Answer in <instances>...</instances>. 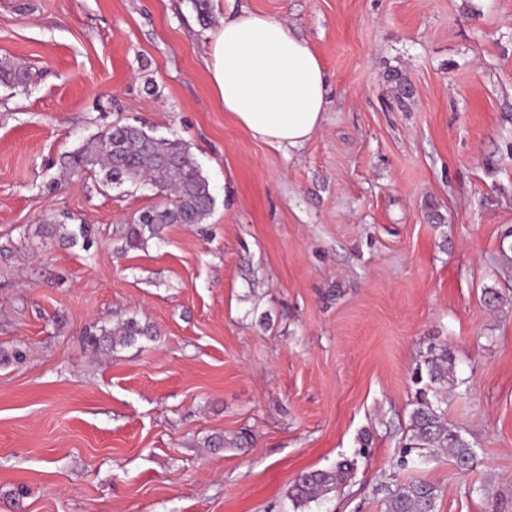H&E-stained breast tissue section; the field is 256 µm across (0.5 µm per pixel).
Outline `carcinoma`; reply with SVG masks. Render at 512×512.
Masks as SVG:
<instances>
[{
    "label": "carcinoma",
    "instance_id": "carcinoma-1",
    "mask_svg": "<svg viewBox=\"0 0 512 512\" xmlns=\"http://www.w3.org/2000/svg\"><path fill=\"white\" fill-rule=\"evenodd\" d=\"M30 83L26 69L8 59H0V84L25 88ZM100 167L107 185L143 181L174 196L173 202L139 214L124 234L128 248H139L159 235L166 224H203L214 207V198L189 147L177 139L154 137L133 125H117L100 139L71 155V167ZM155 337L153 329L135 319H127L112 329L102 328L85 340L94 352L129 348L142 339ZM454 358L444 347L417 367L412 374L415 400L408 414L404 450L398 465L409 467V456L422 450L451 456L456 466L471 471L477 462L472 444L461 430L448 425V393L460 385L453 374ZM355 471V461L344 458L330 469L298 475L289 488L288 498L298 509L318 502L342 489ZM439 491L423 479L399 483L387 489L384 512H436Z\"/></svg>",
    "mask_w": 512,
    "mask_h": 512
}]
</instances>
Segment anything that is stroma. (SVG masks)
Masks as SVG:
<instances>
[{
    "label": "stroma",
    "mask_w": 512,
    "mask_h": 512,
    "mask_svg": "<svg viewBox=\"0 0 512 512\" xmlns=\"http://www.w3.org/2000/svg\"><path fill=\"white\" fill-rule=\"evenodd\" d=\"M208 8L0 0V57L33 76L0 86V349L27 350L0 364V512H294L296 476L343 457L354 475L303 512H383L381 486L417 476L438 512H512V0ZM240 9L330 76L300 147L255 140L215 97L208 44ZM123 124L189 147L206 223L125 247L168 193L65 164ZM79 224L91 247L67 239ZM128 318L156 339L84 345ZM444 345L478 466L399 469L412 371Z\"/></svg>",
    "instance_id": "stroma-1"
}]
</instances>
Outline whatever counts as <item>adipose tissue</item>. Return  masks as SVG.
Here are the masks:
<instances>
[{
  "label": "adipose tissue",
  "mask_w": 512,
  "mask_h": 512,
  "mask_svg": "<svg viewBox=\"0 0 512 512\" xmlns=\"http://www.w3.org/2000/svg\"><path fill=\"white\" fill-rule=\"evenodd\" d=\"M208 56L219 104L253 138L297 148L321 127L327 73L308 41L281 20L247 10L228 14Z\"/></svg>",
  "instance_id": "ef3b65f1"
}]
</instances>
